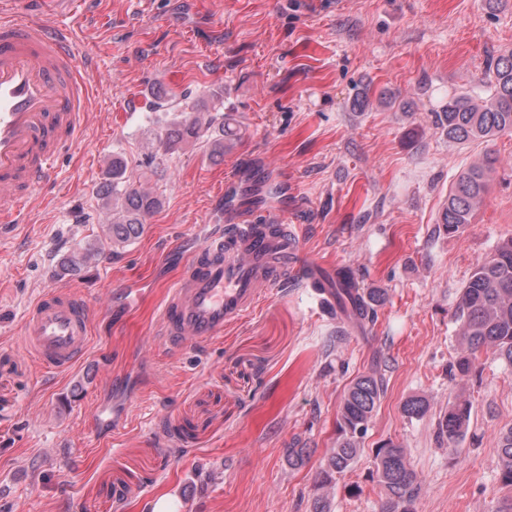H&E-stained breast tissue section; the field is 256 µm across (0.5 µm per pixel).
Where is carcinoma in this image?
<instances>
[{
    "label": "carcinoma",
    "mask_w": 512,
    "mask_h": 512,
    "mask_svg": "<svg viewBox=\"0 0 512 512\" xmlns=\"http://www.w3.org/2000/svg\"><path fill=\"white\" fill-rule=\"evenodd\" d=\"M194 108L182 109L180 120L162 127L158 148L168 153L183 142L205 135L212 125L224 126V115L211 116L207 124L192 115ZM433 123L448 141L463 144L488 141L501 134H512V50L491 61L476 86L467 93L448 98L432 112ZM127 161L112 157L103 195L114 201L112 221L106 239H95L73 249L60 261L63 273H79L91 258L105 247H116L138 239L145 231L146 219L160 207V199L140 190L126 176ZM488 165H475L461 173L448 192L442 226L455 234L471 223L475 208L483 201L490 180ZM381 294L360 288L336 287V306L356 316L362 324L377 318ZM461 323L462 350L451 365L453 375L469 377L488 354L512 366V237L502 240L487 259L479 262L460 291L454 313ZM384 374L373 370L351 380L344 392L337 418L339 436L317 475V488L325 490L349 471L361 453V439L384 396ZM431 410L430 401L412 396L402 405L408 418H422ZM472 404L456 397L448 409L439 412L438 436L453 449L469 430ZM497 467L502 484L512 487V426L499 434ZM372 480L383 495L381 512H413L420 484L403 448L389 442L375 449Z\"/></svg>",
    "instance_id": "obj_1"
}]
</instances>
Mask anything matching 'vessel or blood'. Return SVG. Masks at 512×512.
Returning <instances> with one entry per match:
<instances>
[{"label": "vessel or blood", "instance_id": "obj_1", "mask_svg": "<svg viewBox=\"0 0 512 512\" xmlns=\"http://www.w3.org/2000/svg\"><path fill=\"white\" fill-rule=\"evenodd\" d=\"M29 0H0V224L22 223L32 201L57 177L63 150L83 135L86 61L70 28L30 15ZM302 276L323 303L344 273L304 265L286 211H255L206 235L161 304L153 336L168 350L205 346L225 324L258 306L265 291ZM93 309L69 289L41 295L23 330L40 365L60 372L86 353Z\"/></svg>", "mask_w": 512, "mask_h": 512}]
</instances>
